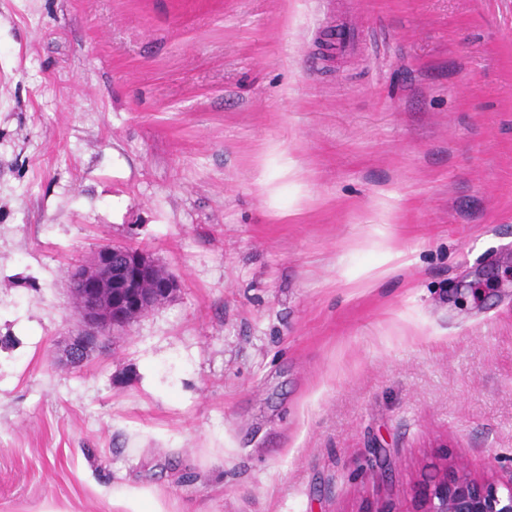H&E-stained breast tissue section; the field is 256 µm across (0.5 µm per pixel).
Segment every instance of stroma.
<instances>
[{
	"mask_svg": "<svg viewBox=\"0 0 512 512\" xmlns=\"http://www.w3.org/2000/svg\"><path fill=\"white\" fill-rule=\"evenodd\" d=\"M104 245L180 288L74 366ZM444 454L512 477V0H0V512H376Z\"/></svg>",
	"mask_w": 512,
	"mask_h": 512,
	"instance_id": "stroma-1",
	"label": "stroma"
}]
</instances>
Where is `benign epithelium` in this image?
<instances>
[{"label":"benign epithelium","mask_w":512,"mask_h":512,"mask_svg":"<svg viewBox=\"0 0 512 512\" xmlns=\"http://www.w3.org/2000/svg\"><path fill=\"white\" fill-rule=\"evenodd\" d=\"M66 280L85 325L68 349L70 361L170 301L180 288L179 279L147 254L114 246H102L69 268ZM376 512H512V479L477 478L466 459L438 457L404 505L387 503Z\"/></svg>","instance_id":"7a95c632"}]
</instances>
